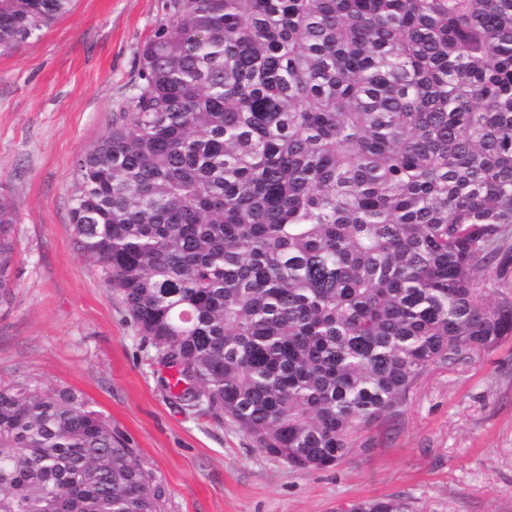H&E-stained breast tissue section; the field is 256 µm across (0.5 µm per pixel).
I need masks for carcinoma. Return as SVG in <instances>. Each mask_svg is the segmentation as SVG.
<instances>
[{
  "mask_svg": "<svg viewBox=\"0 0 512 512\" xmlns=\"http://www.w3.org/2000/svg\"><path fill=\"white\" fill-rule=\"evenodd\" d=\"M70 6L0 0V55ZM76 176L77 246L175 399L331 468L429 370L512 337V0H167ZM13 223L0 193L3 297ZM161 497L79 396L0 386V512Z\"/></svg>",
  "mask_w": 512,
  "mask_h": 512,
  "instance_id": "cac0c4a2",
  "label": "carcinoma"
}]
</instances>
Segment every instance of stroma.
<instances>
[{
	"label": "stroma",
	"mask_w": 512,
	"mask_h": 512,
	"mask_svg": "<svg viewBox=\"0 0 512 512\" xmlns=\"http://www.w3.org/2000/svg\"><path fill=\"white\" fill-rule=\"evenodd\" d=\"M166 0H72L0 56V192L15 280L0 301V385L74 391L109 417L163 492V512H336L401 496L418 512H512V339L430 370L399 416L327 470L295 471L230 418L178 405L71 224L77 159L139 81Z\"/></svg>",
	"instance_id": "stroma-1"
}]
</instances>
